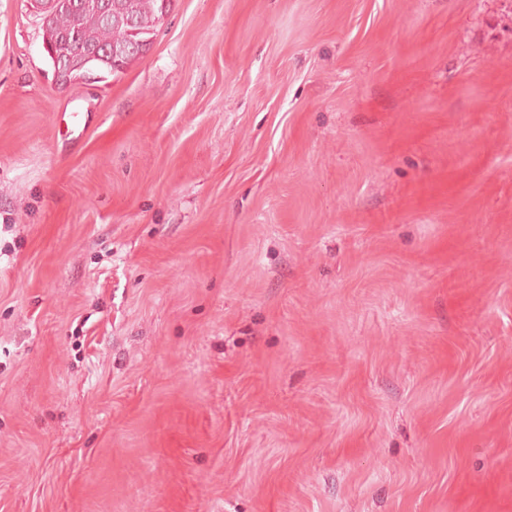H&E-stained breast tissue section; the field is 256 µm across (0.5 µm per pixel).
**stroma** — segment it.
Instances as JSON below:
<instances>
[{
    "label": "stroma",
    "mask_w": 512,
    "mask_h": 512,
    "mask_svg": "<svg viewBox=\"0 0 512 512\" xmlns=\"http://www.w3.org/2000/svg\"><path fill=\"white\" fill-rule=\"evenodd\" d=\"M0 512H512V0H0ZM60 0V5L53 16L45 23L42 17V37L48 35L51 39L60 32L78 39H88L100 46L124 45L129 50L134 45L138 49L126 54L122 61L125 68L139 59V52L142 43L151 41L156 35L159 20L161 23L167 17V8L170 0H112V14L104 17L94 11L71 8L67 2ZM165 13V15H163ZM112 47L105 52L114 58L116 66L120 65L117 58H121V51ZM54 46V49L52 46ZM43 48L46 52L47 56L51 59V64L54 70V77L57 84H66L69 85L78 81H88L90 79H95L94 77H88L86 72L83 76H78L75 78H71V75L74 70L80 69V61H82V66H86L89 61L92 59L98 58L101 55V49L92 44H85L79 41L76 45V53L78 57L70 58L65 60L60 57H67L72 54L75 50V44L70 39L57 41L51 44L48 41L43 42Z\"/></svg>",
    "instance_id": "stroma-1"
}]
</instances>
